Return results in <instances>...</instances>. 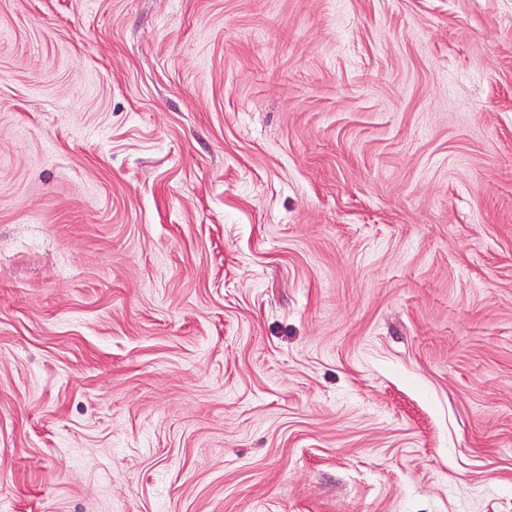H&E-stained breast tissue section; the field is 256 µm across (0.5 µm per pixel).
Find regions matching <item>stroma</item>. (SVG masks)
Here are the masks:
<instances>
[{"instance_id":"stroma-1","label":"stroma","mask_w":512,"mask_h":512,"mask_svg":"<svg viewBox=\"0 0 512 512\" xmlns=\"http://www.w3.org/2000/svg\"><path fill=\"white\" fill-rule=\"evenodd\" d=\"M0 512H512V0H0Z\"/></svg>"}]
</instances>
